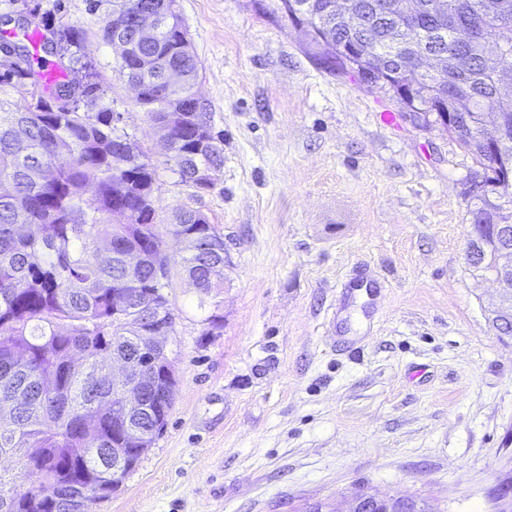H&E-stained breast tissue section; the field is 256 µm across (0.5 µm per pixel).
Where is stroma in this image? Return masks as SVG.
<instances>
[{
    "label": "stroma",
    "instance_id": "obj_1",
    "mask_svg": "<svg viewBox=\"0 0 512 512\" xmlns=\"http://www.w3.org/2000/svg\"><path fill=\"white\" fill-rule=\"evenodd\" d=\"M269 3L178 0L224 136L203 191L166 165L101 37L112 0H28L84 29L120 130L157 169L156 223L200 211L229 249L219 294L173 277L175 403L96 512H301L360 487L490 512L512 477V336L465 269L473 159L389 89L329 68ZM361 271L373 294L344 290Z\"/></svg>",
    "mask_w": 512,
    "mask_h": 512
}]
</instances>
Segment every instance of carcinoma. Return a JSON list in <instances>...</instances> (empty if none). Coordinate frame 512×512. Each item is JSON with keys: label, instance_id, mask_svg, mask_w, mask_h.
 Here are the masks:
<instances>
[{"label": "carcinoma", "instance_id": "1", "mask_svg": "<svg viewBox=\"0 0 512 512\" xmlns=\"http://www.w3.org/2000/svg\"><path fill=\"white\" fill-rule=\"evenodd\" d=\"M118 15L105 21L102 38H133L134 15L145 5L157 17V43L139 46L121 64L127 81L140 86L137 106L161 136L170 137L166 164L181 181L200 190L215 186L214 172L224 164L223 137L210 134L197 145L196 126L210 123L201 107L175 118L176 106L193 98L197 60L177 0H113ZM346 12L332 0H277L276 10L294 23L305 17L318 24L314 50L336 54L347 48L356 57L351 72L367 84H381L387 73L398 83L417 87L421 110L440 104L434 82L445 77L456 84L445 104L456 113L455 140L475 153L488 125L512 127V0H345ZM477 24L483 40L459 45L455 24ZM58 35L54 48L62 78L46 83L34 67L25 41L29 30H11L27 67L13 66L0 42V395L16 399L11 417L0 422V460L17 456L16 448H40L39 458L22 469L56 484L51 505L35 502L36 487L0 468V512H95L108 497L97 489L108 471L101 469L99 449L118 443L112 437V374L104 362L117 351L131 354L142 340V319L112 321V289L125 285L140 296L171 287L156 275L155 209L138 205L153 195L156 169L143 153L132 168L112 171V150L136 147L118 133L115 112L106 102L93 62L80 54L84 31L54 26L47 16L33 31ZM437 61L432 83L408 68L410 57ZM80 65L84 78L68 76ZM172 67L185 70L178 87L166 82ZM72 95L69 108L57 111L43 94ZM487 193L477 197V229L493 240L494 226L512 225V199L501 201L512 184V170L491 169ZM93 194H87L88 187ZM169 232L188 241L179 266L204 295L218 293L224 279H213L224 267V234L196 211L173 212Z\"/></svg>", "mask_w": 512, "mask_h": 512}]
</instances>
